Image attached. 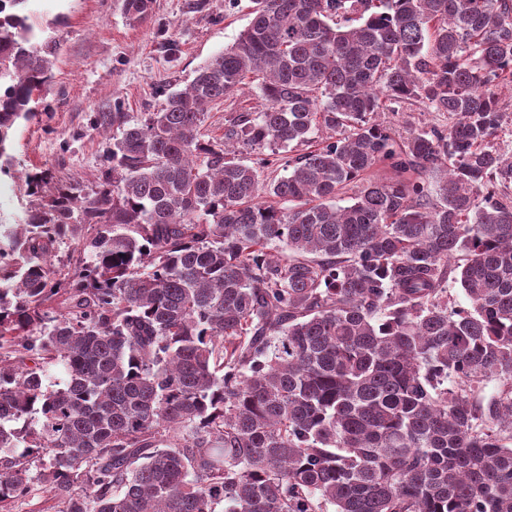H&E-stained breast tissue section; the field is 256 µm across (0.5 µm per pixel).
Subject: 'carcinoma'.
<instances>
[{
    "instance_id": "carcinoma-1",
    "label": "carcinoma",
    "mask_w": 512,
    "mask_h": 512,
    "mask_svg": "<svg viewBox=\"0 0 512 512\" xmlns=\"http://www.w3.org/2000/svg\"><path fill=\"white\" fill-rule=\"evenodd\" d=\"M27 2L0 0L3 172L59 49ZM249 15L156 111L96 113L93 187L26 176L41 203L0 228V512L44 490L58 512H512V0ZM257 76L264 107L205 139ZM387 101L448 123L379 121ZM258 81L246 86L243 92L224 98L217 104H210L207 107L209 112L205 124L206 139H213L217 142H224V113L240 112L251 107L260 106L264 102L260 96Z\"/></svg>"
}]
</instances>
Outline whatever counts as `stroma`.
Returning <instances> with one entry per match:
<instances>
[{"label": "stroma", "instance_id": "stroma-1", "mask_svg": "<svg viewBox=\"0 0 512 512\" xmlns=\"http://www.w3.org/2000/svg\"><path fill=\"white\" fill-rule=\"evenodd\" d=\"M155 0L146 22L130 23L119 0H31L32 10L54 21L52 34L61 44L53 82L41 95L39 114L20 123L13 137V165L0 173L10 186V200L0 207V222L21 220L30 204L17 177L39 168L62 180L96 183L105 140L91 126L97 112H151L161 91L183 88L196 69L230 47L247 27L249 0ZM257 84L208 105V138L224 139V115L260 105Z\"/></svg>", "mask_w": 512, "mask_h": 512}]
</instances>
